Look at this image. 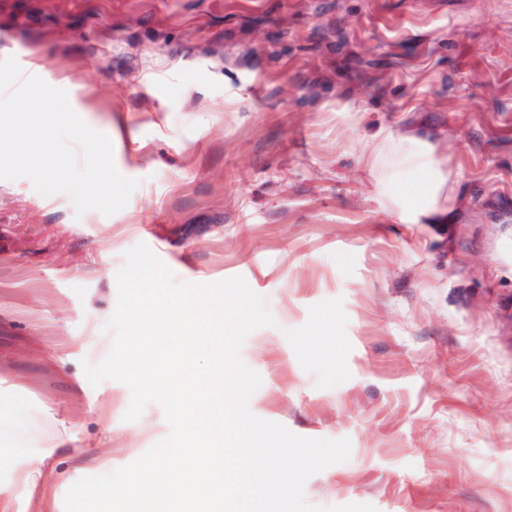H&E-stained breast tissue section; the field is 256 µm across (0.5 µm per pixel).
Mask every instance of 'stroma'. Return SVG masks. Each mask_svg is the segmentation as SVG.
<instances>
[{
	"instance_id": "stroma-1",
	"label": "stroma",
	"mask_w": 512,
	"mask_h": 512,
	"mask_svg": "<svg viewBox=\"0 0 512 512\" xmlns=\"http://www.w3.org/2000/svg\"><path fill=\"white\" fill-rule=\"evenodd\" d=\"M9 57L138 182L79 218L0 180V391L10 418L72 428L54 512L98 473L75 449L118 468L169 432L156 404L124 421L129 389L80 364L110 350L140 243L179 281L264 298L251 412L351 442L308 504L512 512V0H0ZM403 123L459 166L458 223L402 224L374 196L365 135Z\"/></svg>"
}]
</instances>
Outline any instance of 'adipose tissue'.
Here are the masks:
<instances>
[{
	"label": "adipose tissue",
	"mask_w": 512,
	"mask_h": 512,
	"mask_svg": "<svg viewBox=\"0 0 512 512\" xmlns=\"http://www.w3.org/2000/svg\"><path fill=\"white\" fill-rule=\"evenodd\" d=\"M366 151L374 192L401 223H456L460 172L441 152L436 136L410 125L380 128L368 135ZM411 176L419 177L418 187L409 186ZM1 442L16 449L8 460H0V470L6 471L9 482L50 493L56 475L47 463L59 440L23 437L16 427L0 424Z\"/></svg>",
	"instance_id": "obj_1"
}]
</instances>
